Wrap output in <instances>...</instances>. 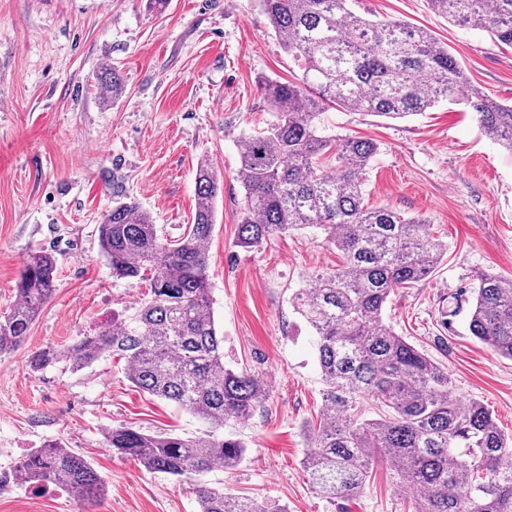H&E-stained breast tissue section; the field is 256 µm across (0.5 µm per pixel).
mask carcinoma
Here are the masks:
<instances>
[{
  "instance_id": "cac0c4a2",
  "label": "carcinoma",
  "mask_w": 512,
  "mask_h": 512,
  "mask_svg": "<svg viewBox=\"0 0 512 512\" xmlns=\"http://www.w3.org/2000/svg\"><path fill=\"white\" fill-rule=\"evenodd\" d=\"M429 3L449 23L512 46V0ZM261 7L301 76L295 82L258 80L279 118L242 141L238 246L256 247L314 225L342 257L336 270L293 299L315 337L324 384L319 427L307 432L310 483L333 501L354 496L381 462L393 467L398 487L413 493V512H512V465L503 464L512 438L481 402L453 396L448 372L383 321L391 294L426 279L447 246L425 220L367 206L366 174L376 145L338 138L321 123L330 103L396 120L446 100L471 108L483 133L512 151V105L476 89L459 96L467 85L459 62L423 29L363 19L348 0H261ZM97 80L103 102L121 93L112 65ZM223 190L222 174L200 163L193 224L173 241L136 202L112 206L98 225L103 255L113 276L149 283L148 300L91 336L35 352L29 365L40 371L64 362L78 369L106 356L125 359L136 386L176 403L207 429L190 439L112 429L106 446L113 454L133 457L153 472L198 477V512H288L199 479L217 466L228 471L241 464L246 445L224 437V425L249 417L264 396L255 375L224 365V337L213 310L206 246ZM476 281L468 330L512 360V277L482 272ZM56 282V257L28 254L17 303L0 316V355L21 347ZM17 470L32 486L53 484L85 501L97 498L103 486L91 464L60 443L26 454Z\"/></svg>"
}]
</instances>
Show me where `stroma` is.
Returning <instances> with one entry per match:
<instances>
[{
	"mask_svg": "<svg viewBox=\"0 0 512 512\" xmlns=\"http://www.w3.org/2000/svg\"><path fill=\"white\" fill-rule=\"evenodd\" d=\"M351 6L428 31L471 87L512 103V47L450 24L427 0ZM108 64L123 87L106 104L97 75ZM297 75L259 0H167L160 9L150 0H0V315L17 301L28 253L51 251L59 268L56 293L22 347L0 357V512H198L188 482L113 455L105 436L131 426L192 438L202 421L135 388L119 358L39 372L28 358L135 311L147 286L113 277L98 226L115 201L132 200L168 239L183 237L204 161L224 176L207 245L224 362L254 373L265 389L251 417L224 428L246 444L243 462L213 469L208 481L288 512H412L411 494L388 465L359 495L333 501L312 489L303 466L324 385L292 298L335 269L336 249L316 228L253 249L237 244L241 140L277 119L257 80ZM321 119L337 137L376 143L368 204L427 219L448 247L429 277L391 297L386 325L448 372L456 397L482 402L511 436L512 360L471 336L457 306L471 304L478 273L512 277V152L485 136L474 112L445 101L398 120L334 106ZM51 441L102 476L94 505L18 476L19 459Z\"/></svg>",
	"mask_w": 512,
	"mask_h": 512,
	"instance_id": "obj_1",
	"label": "stroma"
}]
</instances>
